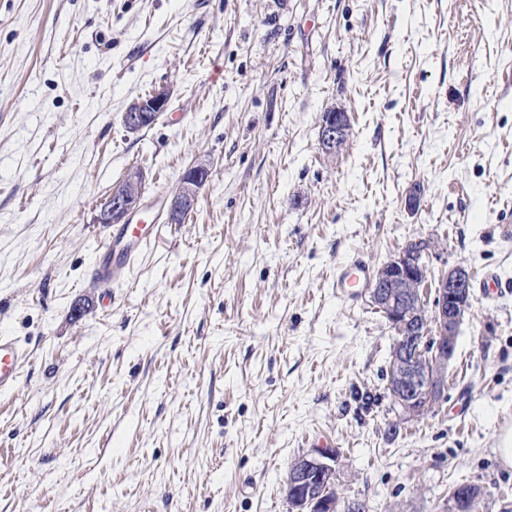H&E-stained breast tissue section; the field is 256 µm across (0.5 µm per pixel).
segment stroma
I'll return each mask as SVG.
<instances>
[{
    "instance_id": "1",
    "label": "stroma",
    "mask_w": 512,
    "mask_h": 512,
    "mask_svg": "<svg viewBox=\"0 0 512 512\" xmlns=\"http://www.w3.org/2000/svg\"><path fill=\"white\" fill-rule=\"evenodd\" d=\"M199 158L195 210L103 305L112 186L141 168L162 203ZM419 239L432 276L512 280V0H0V329L31 353L0 512H288L322 442L369 512H448L459 484L501 512L512 293L474 292L445 399L390 439L392 334L333 286ZM170 92L159 89L131 103L122 115V124L128 133L152 126L168 110ZM350 136V124L345 112H324L319 128V146L327 155H336Z\"/></svg>"
}]
</instances>
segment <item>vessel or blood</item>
Returning a JSON list of instances; mask_svg holds the SVG:
<instances>
[{"label":"vessel or blood","mask_w":512,"mask_h":512,"mask_svg":"<svg viewBox=\"0 0 512 512\" xmlns=\"http://www.w3.org/2000/svg\"><path fill=\"white\" fill-rule=\"evenodd\" d=\"M152 243L150 227L143 218L113 225L94 258L95 280L106 288L122 284ZM370 278L368 266L356 259L337 268L334 286L337 294L349 297L366 287ZM29 361L30 352L17 337L0 333V395L16 389L20 373Z\"/></svg>","instance_id":"obj_1"}]
</instances>
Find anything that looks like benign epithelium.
<instances>
[{
    "label": "benign epithelium",
    "mask_w": 512,
    "mask_h": 512,
    "mask_svg": "<svg viewBox=\"0 0 512 512\" xmlns=\"http://www.w3.org/2000/svg\"><path fill=\"white\" fill-rule=\"evenodd\" d=\"M170 92L159 89L131 103L122 115L127 132L152 126L168 110ZM350 136L345 112H325L319 128V146L327 155L340 151ZM211 162L199 159L184 172L167 203L169 223L191 213L201 187L211 175ZM146 174L130 170L113 187L94 215V224H126L142 208ZM431 245L426 240L409 243L375 272L366 293L393 334L386 375L387 390L396 416L404 421L418 418L445 397L448 362L454 357L457 336L471 307V275L459 263L438 277L433 308H427L425 287ZM339 453L335 448H316L289 463L285 495L289 512H336L329 497L338 479Z\"/></svg>",
    "instance_id": "benign-epithelium-1"
}]
</instances>
